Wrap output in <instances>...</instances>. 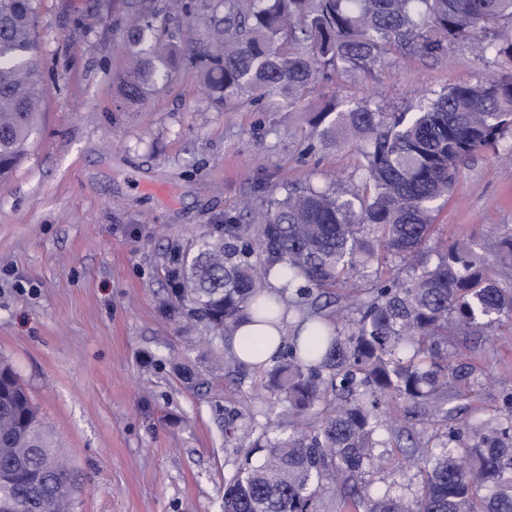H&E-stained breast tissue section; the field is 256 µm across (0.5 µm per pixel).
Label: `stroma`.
<instances>
[{
  "label": "stroma",
  "mask_w": 512,
  "mask_h": 512,
  "mask_svg": "<svg viewBox=\"0 0 512 512\" xmlns=\"http://www.w3.org/2000/svg\"><path fill=\"white\" fill-rule=\"evenodd\" d=\"M41 0L38 63L46 105L13 177L0 183V357L14 367L69 461L73 512H224L240 431L269 422L265 368L227 375L224 338L172 293L170 274L199 234L216 231L285 183H324L358 165L353 147L310 137L334 99L389 112L478 82L458 46L400 55L372 79L322 81L306 106L227 112L182 62L133 107L119 95L123 28L143 6L171 31L199 0ZM512 148L461 165L434 205L433 243L512 233ZM481 407L512 391V329L481 353ZM236 416L238 435L225 436Z\"/></svg>",
  "instance_id": "obj_1"
}]
</instances>
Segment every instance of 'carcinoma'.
Segmentation results:
<instances>
[{
	"mask_svg": "<svg viewBox=\"0 0 512 512\" xmlns=\"http://www.w3.org/2000/svg\"><path fill=\"white\" fill-rule=\"evenodd\" d=\"M40 0H0V181L24 158L44 102ZM204 34L180 40L141 12L125 30V104L182 59L226 110L299 106L319 78L382 74L398 54L466 44L493 73L420 99L417 112L331 107L318 135L359 154L355 175L290 183L224 231L196 238L175 293L224 337L243 318L288 342L267 371L269 409L224 479V512H512V392L486 413L449 407L483 376L477 340L512 323V235L493 260L430 245L433 204L460 164L512 135V0H207ZM359 179L351 190L346 183ZM279 272L288 284L266 294ZM0 488L22 512H71L67 462L13 368L0 361Z\"/></svg>",
	"mask_w": 512,
	"mask_h": 512,
	"instance_id": "carcinoma-1",
	"label": "carcinoma"
}]
</instances>
